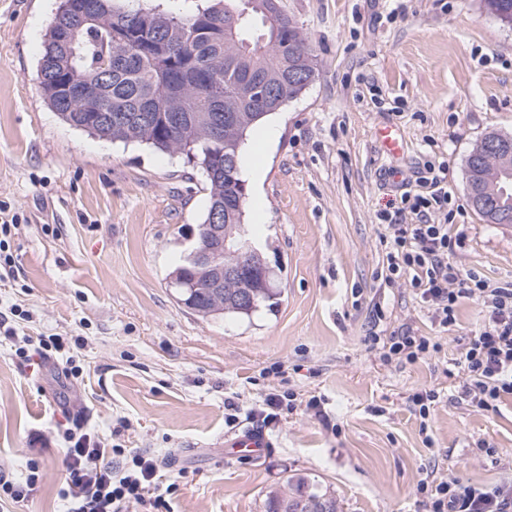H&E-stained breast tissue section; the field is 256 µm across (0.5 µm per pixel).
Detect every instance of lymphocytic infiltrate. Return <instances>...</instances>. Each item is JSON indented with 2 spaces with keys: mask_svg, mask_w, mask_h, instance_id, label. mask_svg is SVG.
<instances>
[{
  "mask_svg": "<svg viewBox=\"0 0 512 512\" xmlns=\"http://www.w3.org/2000/svg\"><path fill=\"white\" fill-rule=\"evenodd\" d=\"M380 241L386 246V281L407 280L444 331L456 327L464 302L486 308L483 328L458 341V394L474 411H498L512 399V282L462 275L451 259L462 238L448 224H384ZM368 342L387 364H412L442 349L439 337L409 327L388 336H369ZM65 440L61 497L66 512H171L161 488L178 476L166 462L138 452L121 461V449L79 426L69 430ZM418 491L426 499L427 512H512V480L479 486L430 473Z\"/></svg>",
  "mask_w": 512,
  "mask_h": 512,
  "instance_id": "f902f5d3",
  "label": "lymphocytic infiltrate"
}]
</instances>
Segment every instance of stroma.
Listing matches in <instances>:
<instances>
[{
  "instance_id": "35a3bbf8",
  "label": "stroma",
  "mask_w": 512,
  "mask_h": 512,
  "mask_svg": "<svg viewBox=\"0 0 512 512\" xmlns=\"http://www.w3.org/2000/svg\"><path fill=\"white\" fill-rule=\"evenodd\" d=\"M57 5L0 0V222H19L5 241L13 269L0 271V311L17 333L0 334V463L19 479L33 456L42 475L13 512H63L76 411L109 444L174 462V512H266L294 476L315 481L338 512H424L426 472L488 485L511 476L512 402L471 411L444 372L457 337L482 328L480 303L462 306L441 353L413 364H383L366 338L404 325L442 336L408 283L381 276L380 214L419 223L401 197L417 192L427 164L444 167L449 196L424 219L462 234V274L512 281V225L480 220L466 179L477 142L512 135V25L483 0H285L319 71L267 117L276 140L251 136L243 148L245 221L281 302L240 321L199 316L171 283L206 215L202 169L77 130L44 100L39 59ZM384 126L399 130L400 154L376 142ZM50 335L70 349L48 361L17 355L20 337ZM68 362L78 386L59 375ZM273 387L317 397L325 417L296 409L268 432L263 456L226 457L225 440L258 427L251 411ZM433 387L444 398L423 431L409 399ZM228 399L239 407L232 428Z\"/></svg>"
}]
</instances>
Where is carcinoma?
Masks as SVG:
<instances>
[{
  "mask_svg": "<svg viewBox=\"0 0 512 512\" xmlns=\"http://www.w3.org/2000/svg\"><path fill=\"white\" fill-rule=\"evenodd\" d=\"M59 0L53 26L45 34L39 62L40 88L51 108L69 125L104 140L145 144L166 154H184L202 169L209 190L203 224L215 209L224 223L244 216L241 156L249 129L306 88L318 72L315 50L293 17L266 24V0H202L189 16L141 5L117 7L113 0H80L94 9L96 20L82 23L78 13ZM489 12L506 20L512 0H485ZM77 30L73 44L57 37ZM95 87L86 103L70 100L66 82ZM512 154V141L480 151L470 164L478 173L494 171ZM236 160L235 170L228 161ZM508 206L484 221L512 224ZM262 256L251 257L247 272L224 281L219 292L180 289V301L205 318L249 319L260 308L272 312L280 293L263 287ZM289 495L269 496L268 512H306L313 500L336 502L307 479L288 480Z\"/></svg>",
  "mask_w": 512,
  "mask_h": 512,
  "instance_id": "1",
  "label": "carcinoma"
}]
</instances>
